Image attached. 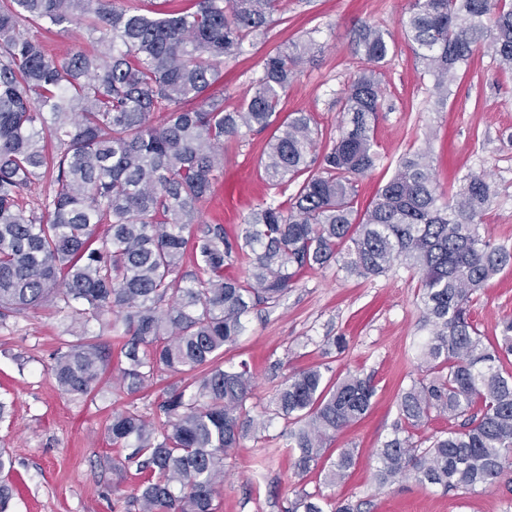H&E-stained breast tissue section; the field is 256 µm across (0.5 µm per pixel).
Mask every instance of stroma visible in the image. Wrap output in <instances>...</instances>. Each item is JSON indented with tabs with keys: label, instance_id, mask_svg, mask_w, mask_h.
<instances>
[{
	"label": "stroma",
	"instance_id": "stroma-1",
	"mask_svg": "<svg viewBox=\"0 0 512 512\" xmlns=\"http://www.w3.org/2000/svg\"><path fill=\"white\" fill-rule=\"evenodd\" d=\"M409 5L410 0H282L266 36L222 65L230 101L251 95L264 54L314 34L321 49L282 96L278 117L311 113L321 130L320 145H328L343 116L342 91L361 66L353 31L365 21L379 25L392 33L394 47L383 70L384 103L374 132L379 159L357 182L358 209L376 197L401 158L428 145L445 191H457L469 172L488 174L496 195L484 222L492 241L512 243V72L478 54L446 105H438L400 26ZM270 137L265 130L224 144L218 183L228 233H236L274 195L259 164ZM419 288L418 275L407 271L364 280L334 265L312 270L277 305L250 317L238 342L225 347L224 359L250 362L255 388L247 406L255 415L273 409L277 389L296 368L326 364L338 375L357 371L371 379L369 411L335 442L359 452L356 466L335 488L336 497L357 505L358 512H512V479L506 477L476 493L445 492L411 479L381 489L373 480V453L393 431L400 393L423 376L418 346L428 331L418 309ZM470 314L483 336L499 335L502 320L512 318V269L474 299ZM66 327L61 315L44 306L0 329V400L10 406L0 420V449L14 463L8 475L15 486L11 512H126L138 479L131 470L121 480L113 474L128 451L112 446L106 425L113 410L131 405L153 415L176 378L159 373L135 398L112 384L105 395L70 398L47 373ZM335 336L345 337V350L331 345ZM285 429L282 419H274L267 432L247 436L226 459L220 512H289L299 491L318 488L319 472L303 480L295 476L280 439Z\"/></svg>",
	"mask_w": 512,
	"mask_h": 512
}]
</instances>
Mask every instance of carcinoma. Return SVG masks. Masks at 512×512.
Returning a JSON list of instances; mask_svg holds the SVG:
<instances>
[{"mask_svg":"<svg viewBox=\"0 0 512 512\" xmlns=\"http://www.w3.org/2000/svg\"><path fill=\"white\" fill-rule=\"evenodd\" d=\"M280 0H196L195 10L130 11L119 0H0V327L51 306L80 328L59 342L49 367L58 389L96 397L120 339V389L134 397L160 371L185 379L147 417L112 412V445L132 449L145 475L137 512H218L224 459L273 418L287 423L284 448L302 476L332 489L357 462L356 448L329 451L369 410L374 386L360 373L291 372L268 418L250 415L254 373L224 365V347L249 316L276 304L301 275L336 263L371 279L401 268L420 274L419 307L432 326L420 350L426 376L403 390L399 421L375 453L381 488L402 479L476 492L512 473V318L496 342L470 321L473 296L506 269L512 245L491 244L483 217L495 190L470 172L451 195L438 190L430 148L402 158L356 221L355 187L379 158L374 126L383 101L391 35L355 30L365 66L342 97L348 121L316 153L318 124L288 116L263 152L281 200L253 211L235 236L200 220L224 168V141L277 121L281 96L316 48L313 37L266 54L252 95L230 109L218 65L264 35ZM26 21L85 32L91 49L66 59L22 34ZM416 45L441 105L478 52L512 71V0H412L400 22ZM46 181L43 202L24 200ZM192 252L196 267L184 266ZM238 264L239 276L225 274ZM116 313L120 322L102 316ZM92 320L101 333L87 331ZM461 420L427 446L413 430L433 414ZM290 512H354L322 490L299 493Z\"/></svg>","mask_w":512,"mask_h":512,"instance_id":"1","label":"carcinoma"}]
</instances>
